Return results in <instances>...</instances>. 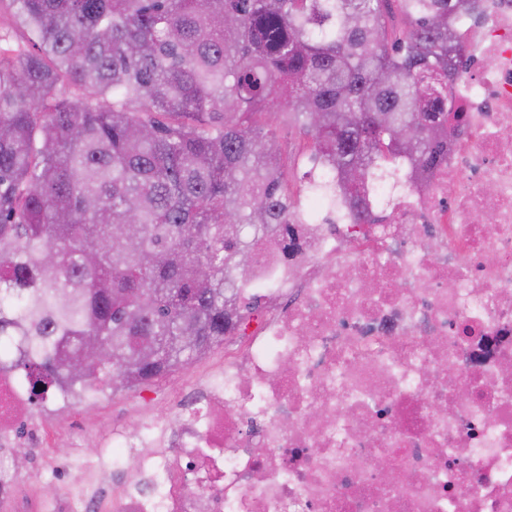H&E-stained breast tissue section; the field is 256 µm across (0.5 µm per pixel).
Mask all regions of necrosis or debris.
I'll return each mask as SVG.
<instances>
[{"mask_svg": "<svg viewBox=\"0 0 512 512\" xmlns=\"http://www.w3.org/2000/svg\"><path fill=\"white\" fill-rule=\"evenodd\" d=\"M448 85L446 164L391 208L258 241L240 354L171 410L112 428L109 490L45 457L64 399L24 410L0 372V501L12 512H512V0H480ZM63 486L37 497L19 447ZM138 462L125 470V449Z\"/></svg>", "mask_w": 512, "mask_h": 512, "instance_id": "obj_1", "label": "necrosis or debris"}]
</instances>
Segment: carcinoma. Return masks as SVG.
<instances>
[{
	"instance_id": "carcinoma-1",
	"label": "carcinoma",
	"mask_w": 512,
	"mask_h": 512,
	"mask_svg": "<svg viewBox=\"0 0 512 512\" xmlns=\"http://www.w3.org/2000/svg\"><path fill=\"white\" fill-rule=\"evenodd\" d=\"M8 2L30 48L0 47V370L34 406L157 381L224 344L226 309L247 318L252 246L300 206L278 122L333 173L302 175L321 208L425 179L476 8L398 0L394 37L389 0Z\"/></svg>"
}]
</instances>
